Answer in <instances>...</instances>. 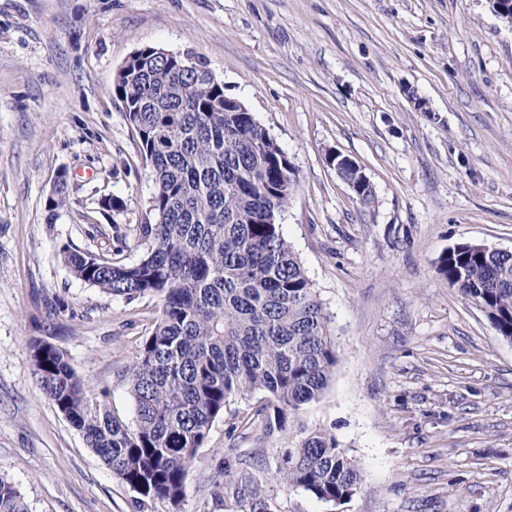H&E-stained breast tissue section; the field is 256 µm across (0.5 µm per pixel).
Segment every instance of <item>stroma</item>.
<instances>
[{
	"label": "stroma",
	"instance_id": "obj_1",
	"mask_svg": "<svg viewBox=\"0 0 512 512\" xmlns=\"http://www.w3.org/2000/svg\"><path fill=\"white\" fill-rule=\"evenodd\" d=\"M147 44L200 57L295 166L281 232L338 354L300 418L362 474L340 504L280 484L288 438L255 417L257 392L213 423L181 512H239L240 490L267 512H512V343L437 271L460 242L512 251V24L490 0H0V474L28 512H171L87 448L28 349L62 348L132 421L123 370L156 301L82 282L62 251L143 253L153 184L113 76ZM61 173L70 199L51 224ZM111 196L122 210L103 211Z\"/></svg>",
	"mask_w": 512,
	"mask_h": 512
}]
</instances>
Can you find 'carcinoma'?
Instances as JSON below:
<instances>
[{
  "label": "carcinoma",
  "instance_id": "obj_1",
  "mask_svg": "<svg viewBox=\"0 0 512 512\" xmlns=\"http://www.w3.org/2000/svg\"><path fill=\"white\" fill-rule=\"evenodd\" d=\"M113 89L150 168L144 254L132 264L63 251L72 274L128 301L151 296L159 313L125 369L135 405L126 422L75 372L65 352L30 340L33 374L54 407L114 476L180 512L187 471L230 400L259 391L270 433L288 432L276 478L325 502L351 498L362 478L336 436L295 418L319 401L338 357L330 317L279 219L296 184L288 156L224 84L188 53L145 45L117 70ZM69 202L57 181L50 218ZM512 343V253L461 242L438 266ZM0 512H28L0 475Z\"/></svg>",
  "mask_w": 512,
  "mask_h": 512
}]
</instances>
